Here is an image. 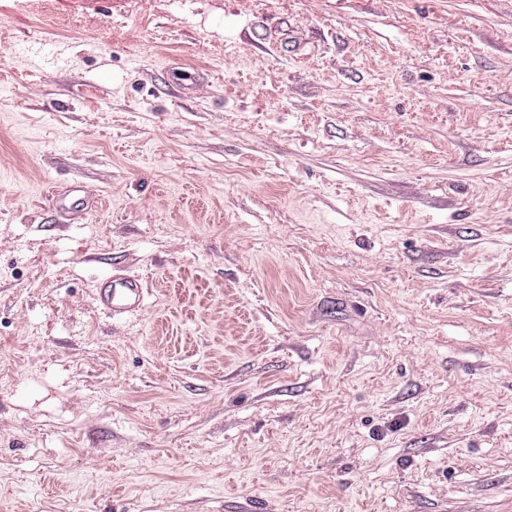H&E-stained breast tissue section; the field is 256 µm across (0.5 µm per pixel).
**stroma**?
<instances>
[{"mask_svg": "<svg viewBox=\"0 0 512 512\" xmlns=\"http://www.w3.org/2000/svg\"><path fill=\"white\" fill-rule=\"evenodd\" d=\"M0 512H512V0H0ZM81 192L85 193L81 187L74 186L52 189L48 193L50 207L70 214H79L88 211L94 206L96 200L89 198L86 194L82 195ZM146 295L147 287L141 278L115 272L99 281L95 299L105 312L115 318L141 311Z\"/></svg>", "mask_w": 512, "mask_h": 512, "instance_id": "stroma-1", "label": "stroma"}]
</instances>
